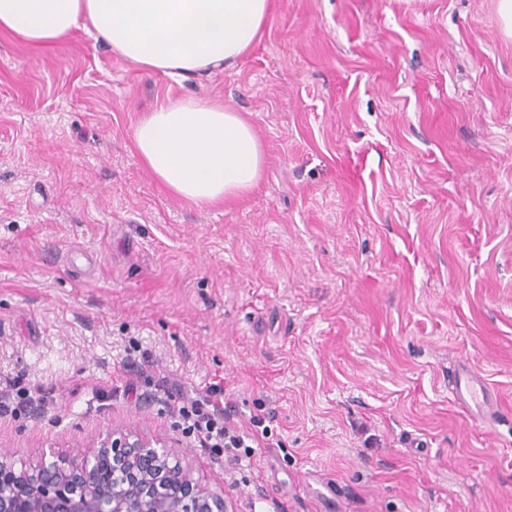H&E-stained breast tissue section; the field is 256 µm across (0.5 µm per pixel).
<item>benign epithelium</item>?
<instances>
[{"instance_id": "1", "label": "benign epithelium", "mask_w": 512, "mask_h": 512, "mask_svg": "<svg viewBox=\"0 0 512 512\" xmlns=\"http://www.w3.org/2000/svg\"><path fill=\"white\" fill-rule=\"evenodd\" d=\"M20 471L0 460V512H224L176 460L174 446L118 428L78 449Z\"/></svg>"}]
</instances>
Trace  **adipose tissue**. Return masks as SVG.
<instances>
[{"instance_id":"obj_1","label":"adipose tissue","mask_w":512,"mask_h":512,"mask_svg":"<svg viewBox=\"0 0 512 512\" xmlns=\"http://www.w3.org/2000/svg\"><path fill=\"white\" fill-rule=\"evenodd\" d=\"M269 0H0V31L35 47L86 29L148 72L185 79L233 65L260 37ZM134 146L172 194L197 205L259 182L265 149L238 112L174 99L137 123Z\"/></svg>"}]
</instances>
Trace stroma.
<instances>
[{
  "label": "stroma",
  "mask_w": 512,
  "mask_h": 512,
  "mask_svg": "<svg viewBox=\"0 0 512 512\" xmlns=\"http://www.w3.org/2000/svg\"><path fill=\"white\" fill-rule=\"evenodd\" d=\"M196 97L265 146L244 197L170 195L135 151L146 112ZM462 363L492 419L453 402ZM0 379L52 393L0 417L19 470L128 425L228 512H512L499 0H270L233 66L180 82L82 28L0 32ZM218 379L268 427L242 469L168 409Z\"/></svg>",
  "instance_id": "35a3bbf8"
}]
</instances>
